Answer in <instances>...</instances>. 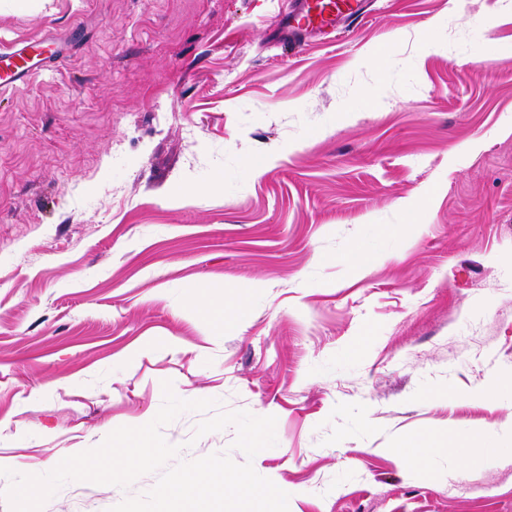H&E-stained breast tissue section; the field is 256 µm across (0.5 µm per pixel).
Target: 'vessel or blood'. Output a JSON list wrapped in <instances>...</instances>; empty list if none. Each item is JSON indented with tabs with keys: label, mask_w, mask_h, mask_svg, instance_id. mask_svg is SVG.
Masks as SVG:
<instances>
[{
	"label": "vessel or blood",
	"mask_w": 512,
	"mask_h": 512,
	"mask_svg": "<svg viewBox=\"0 0 512 512\" xmlns=\"http://www.w3.org/2000/svg\"><path fill=\"white\" fill-rule=\"evenodd\" d=\"M365 0H296L281 22V42L288 49L300 48L304 35L336 28L343 21L365 13ZM43 54L38 43H22L0 63V84L25 83Z\"/></svg>",
	"instance_id": "vessel-or-blood-1"
}]
</instances>
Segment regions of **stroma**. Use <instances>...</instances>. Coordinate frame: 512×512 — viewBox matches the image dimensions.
I'll use <instances>...</instances> for the list:
<instances>
[{
    "label": "stroma",
    "mask_w": 512,
    "mask_h": 512,
    "mask_svg": "<svg viewBox=\"0 0 512 512\" xmlns=\"http://www.w3.org/2000/svg\"><path fill=\"white\" fill-rule=\"evenodd\" d=\"M288 2L0 0V53L64 47L0 89V467L150 422L168 381L276 417L253 467L289 512H512V0H370L300 51ZM355 244L372 263H331ZM201 281L252 287L246 316L202 322ZM205 418L163 427L179 460L244 462ZM418 434L427 464L392 454ZM158 478L70 481L43 512Z\"/></svg>",
    "instance_id": "1"
}]
</instances>
